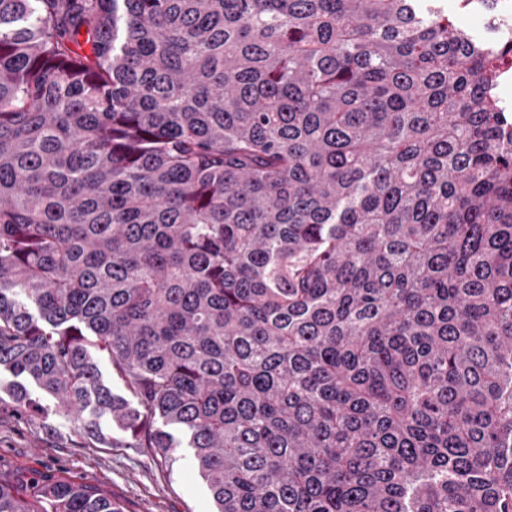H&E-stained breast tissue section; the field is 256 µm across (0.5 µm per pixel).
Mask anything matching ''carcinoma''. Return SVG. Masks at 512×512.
Returning <instances> with one entry per match:
<instances>
[{
    "label": "carcinoma",
    "mask_w": 512,
    "mask_h": 512,
    "mask_svg": "<svg viewBox=\"0 0 512 512\" xmlns=\"http://www.w3.org/2000/svg\"><path fill=\"white\" fill-rule=\"evenodd\" d=\"M508 51L438 0H0V369L181 431L215 512H512Z\"/></svg>",
    "instance_id": "1"
}]
</instances>
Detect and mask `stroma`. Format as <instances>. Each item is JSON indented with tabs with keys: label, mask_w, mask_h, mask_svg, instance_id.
I'll return each instance as SVG.
<instances>
[{
	"label": "stroma",
	"mask_w": 512,
	"mask_h": 512,
	"mask_svg": "<svg viewBox=\"0 0 512 512\" xmlns=\"http://www.w3.org/2000/svg\"><path fill=\"white\" fill-rule=\"evenodd\" d=\"M15 378L0 371V472L48 473L101 488L120 500L126 512H215L212 496L199 476L193 451L178 448L165 463L123 445L122 434L100 418L102 444L91 446L70 414L55 399L31 388L42 413L21 416L13 404Z\"/></svg>",
	"instance_id": "stroma-1"
}]
</instances>
